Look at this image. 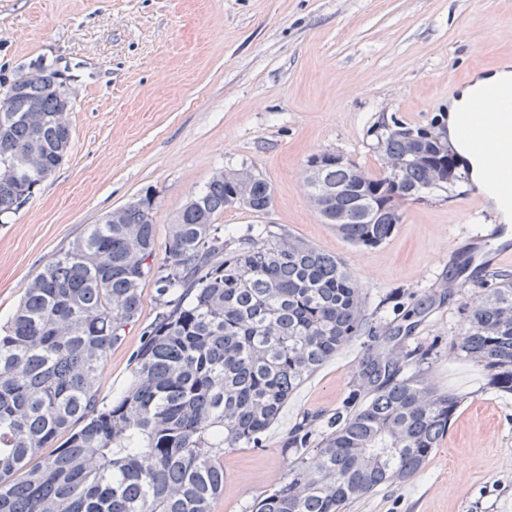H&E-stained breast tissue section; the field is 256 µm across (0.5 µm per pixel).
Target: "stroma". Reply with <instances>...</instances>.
<instances>
[{
    "mask_svg": "<svg viewBox=\"0 0 512 512\" xmlns=\"http://www.w3.org/2000/svg\"><path fill=\"white\" fill-rule=\"evenodd\" d=\"M42 61L68 78L72 145L0 223L1 320L29 279L113 209L153 192L161 259L186 200L217 171L250 169L274 188L269 214L229 209L220 224H276L343 258L364 286L375 335L423 304L406 343L435 345L433 383L463 399L418 473L346 512H512V394L448 357L462 307L481 294L498 250L488 200L458 182L404 204L385 243L357 247L323 223L304 187L308 157L324 150L378 172V121L429 124L477 71L512 63V0H0V96ZM465 251L481 259L449 289ZM142 295L138 322L104 362V398L126 388L156 316L152 281ZM369 343L356 337L294 391L262 447L225 453L212 512H250L277 485L291 463L289 430L303 413L343 406Z\"/></svg>",
    "mask_w": 512,
    "mask_h": 512,
    "instance_id": "35a3bbf8",
    "label": "stroma"
}]
</instances>
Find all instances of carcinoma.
<instances>
[{
  "label": "carcinoma",
  "mask_w": 512,
  "mask_h": 512,
  "mask_svg": "<svg viewBox=\"0 0 512 512\" xmlns=\"http://www.w3.org/2000/svg\"><path fill=\"white\" fill-rule=\"evenodd\" d=\"M0 111V217L15 213L60 167L71 143L57 112L63 89L44 73ZM32 105L39 111L30 112ZM377 173L320 152L335 190L322 216L347 242L373 247L401 223V205L448 183L460 163L446 125L396 117L374 130ZM243 198L264 214L271 183L224 171L183 205L166 257L154 262V195L117 208L29 280L0 324V512H212L224 491V453L260 448L292 393L367 332L363 285L336 255L272 224L224 231ZM152 279L158 313L144 332L127 388L109 403L99 378L107 353L140 317ZM464 305L448 353L474 362L487 385L512 394V274ZM431 346H368L350 402L306 413L283 452L287 477L251 512H345L376 488L411 478L461 404L427 375Z\"/></svg>",
  "instance_id": "cac0c4a2"
}]
</instances>
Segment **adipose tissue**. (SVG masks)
<instances>
[{"label": "adipose tissue", "instance_id": "adipose-tissue-1", "mask_svg": "<svg viewBox=\"0 0 512 512\" xmlns=\"http://www.w3.org/2000/svg\"><path fill=\"white\" fill-rule=\"evenodd\" d=\"M511 85L512 67L503 65L493 71L475 75L460 89L447 114L448 143L470 166V182L474 192L486 197L498 223L512 224V197L503 195L497 186L499 178L489 158L499 146L512 142V127L505 130L488 128L486 121L494 111L512 108L511 100L488 96V89Z\"/></svg>", "mask_w": 512, "mask_h": 512}]
</instances>
